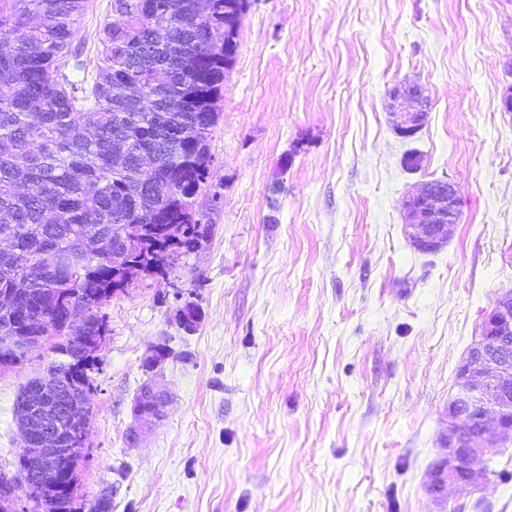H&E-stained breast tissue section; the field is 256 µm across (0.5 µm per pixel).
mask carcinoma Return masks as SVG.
<instances>
[{
    "label": "carcinoma",
    "instance_id": "cac0c4a2",
    "mask_svg": "<svg viewBox=\"0 0 512 512\" xmlns=\"http://www.w3.org/2000/svg\"><path fill=\"white\" fill-rule=\"evenodd\" d=\"M246 0H112L116 18L100 33L95 74L72 49L86 0H0V295L28 266L27 305L47 317L63 360L70 403L92 384L83 341L68 335L71 304L89 314L86 335L106 330L96 309L113 297L112 247L127 229L150 234L157 251L127 252L128 272L155 267L197 240L198 223L182 202L209 176V139L228 71L224 39L239 28ZM158 165L144 168L142 153ZM97 226V252L82 245ZM181 224L177 239L166 225ZM33 323L0 307V336H33ZM82 449L57 463L60 487L50 497L26 484L43 512L75 507Z\"/></svg>",
    "mask_w": 512,
    "mask_h": 512
}]
</instances>
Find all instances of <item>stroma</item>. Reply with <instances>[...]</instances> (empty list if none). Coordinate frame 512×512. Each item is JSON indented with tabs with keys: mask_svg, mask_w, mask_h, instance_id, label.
Here are the masks:
<instances>
[{
	"mask_svg": "<svg viewBox=\"0 0 512 512\" xmlns=\"http://www.w3.org/2000/svg\"><path fill=\"white\" fill-rule=\"evenodd\" d=\"M112 0L72 45L95 65ZM195 197L206 240L99 310L77 504L112 512H512V444L480 490L426 491L456 369L512 289V0H249ZM418 85L421 130L394 128ZM417 150L421 165L403 157ZM459 188L461 220L412 246L402 200ZM196 305L193 331L179 325ZM166 418L127 440L153 344ZM55 341L0 371V472L17 474L22 386Z\"/></svg>",
	"mask_w": 512,
	"mask_h": 512,
	"instance_id": "35a3bbf8",
	"label": "stroma"
}]
</instances>
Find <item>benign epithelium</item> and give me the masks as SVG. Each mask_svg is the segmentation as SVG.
Wrapping results in <instances>:
<instances>
[{"mask_svg": "<svg viewBox=\"0 0 512 512\" xmlns=\"http://www.w3.org/2000/svg\"><path fill=\"white\" fill-rule=\"evenodd\" d=\"M407 106L396 113L395 127L404 138L413 137L422 127L430 102L411 86L395 94ZM406 224L412 229L413 246L423 252L442 248L459 223V191L447 180H431L408 194L403 201ZM88 317L79 307L68 314L67 328L81 335ZM169 350L157 343L144 360L150 372L167 359ZM43 399L32 408L20 400V410L29 412L21 428L23 455L30 468L24 480L38 483L55 472L56 463L72 447L86 446L90 415L83 406L68 405L63 394L61 374L51 371L41 377ZM457 391L448 404L447 424L441 436L442 456L429 468L428 493L436 500L448 487L480 489L489 481V472L477 467L484 448L494 443L512 442V290L497 296L485 317L481 336L457 369ZM168 394L152 381L143 383L134 395L132 414L137 425L128 431L136 440L141 429L166 416ZM67 418L79 423L75 432L60 425ZM17 479L0 474V512H16L12 489Z\"/></svg>", "mask_w": 512, "mask_h": 512, "instance_id": "obj_1", "label": "benign epithelium"}]
</instances>
